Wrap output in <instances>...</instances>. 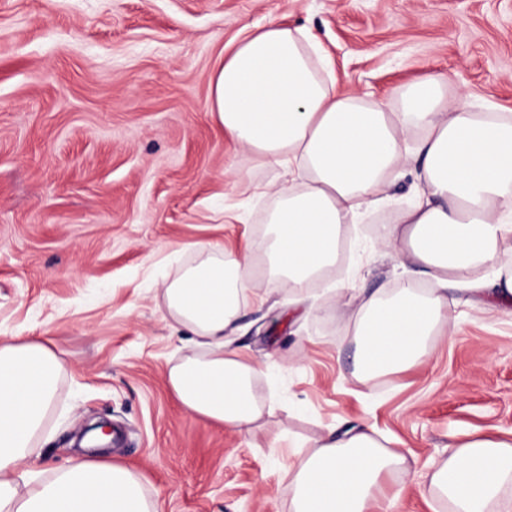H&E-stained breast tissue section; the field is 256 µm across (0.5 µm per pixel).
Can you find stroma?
<instances>
[{
  "label": "stroma",
  "mask_w": 512,
  "mask_h": 512,
  "mask_svg": "<svg viewBox=\"0 0 512 512\" xmlns=\"http://www.w3.org/2000/svg\"><path fill=\"white\" fill-rule=\"evenodd\" d=\"M278 16L323 44L341 88L397 108L429 73L448 101L512 113V0H0V342H50L62 357L35 466L78 454L86 422L119 432L106 458L142 478L161 512H289V462L327 428L372 426L418 465L452 433L512 435V316L452 295V334L423 365L368 384L354 374L360 299L407 276L378 251L393 201L347 225L326 280L302 291L257 280L230 348L260 364L273 400L248 436L184 409L169 369L194 346L163 286L203 259L241 253L267 225L280 168L241 166L208 111L224 49ZM240 220H221L222 203Z\"/></svg>",
  "instance_id": "35a3bbf8"
}]
</instances>
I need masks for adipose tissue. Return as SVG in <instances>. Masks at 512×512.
Segmentation results:
<instances>
[{"mask_svg":"<svg viewBox=\"0 0 512 512\" xmlns=\"http://www.w3.org/2000/svg\"><path fill=\"white\" fill-rule=\"evenodd\" d=\"M447 78L429 74L408 86L399 111L338 88L315 38L274 17L241 39L214 68L208 109L246 163L288 173L269 193L275 206L264 238L241 256L207 259L166 285L164 298L204 352L170 368L168 384L189 411L241 434L269 404L252 383L259 372L225 340L253 285L254 260L269 277L301 288L336 263L342 228L380 205L404 169L414 195L380 245L412 277L394 294L361 302L354 334L360 378L370 381L423 363L433 336L448 335L449 294L512 310V271L483 280L512 239V115L448 103ZM62 358L42 341L0 343V512H158L138 474L109 461L79 458L51 478L34 469L33 450L51 411ZM453 454L420 473L448 512H512V440L453 438ZM408 468L369 426L328 429L310 454L289 467L290 512H383L400 498L386 477Z\"/></svg>","mask_w":512,"mask_h":512,"instance_id":"ef3b65f1","label":"adipose tissue"}]
</instances>
